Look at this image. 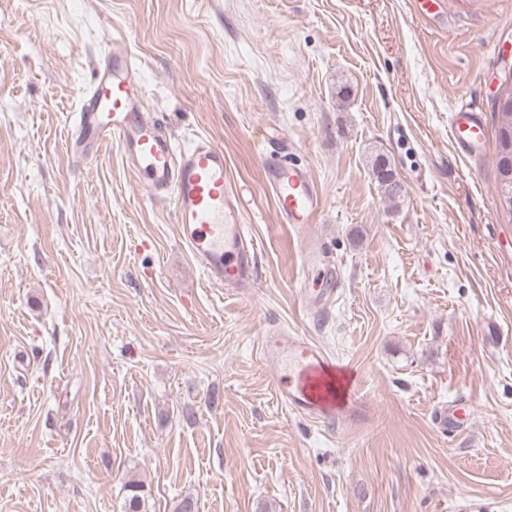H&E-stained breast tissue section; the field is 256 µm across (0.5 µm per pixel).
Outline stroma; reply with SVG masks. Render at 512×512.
<instances>
[{"mask_svg": "<svg viewBox=\"0 0 512 512\" xmlns=\"http://www.w3.org/2000/svg\"><path fill=\"white\" fill-rule=\"evenodd\" d=\"M0 0V512H512V215L495 90L512 0ZM144 111L224 150L259 245L242 294L208 286L169 201L117 145H66L115 30ZM488 139L448 137L458 107ZM282 145L270 155L268 141ZM399 204L373 176L377 154ZM305 167L314 223H279L269 157ZM324 243L336 272L302 267ZM308 288L320 290L309 306ZM275 330L358 376L364 419L277 399ZM474 405L445 436L434 414Z\"/></svg>", "mask_w": 512, "mask_h": 512, "instance_id": "1", "label": "stroma"}]
</instances>
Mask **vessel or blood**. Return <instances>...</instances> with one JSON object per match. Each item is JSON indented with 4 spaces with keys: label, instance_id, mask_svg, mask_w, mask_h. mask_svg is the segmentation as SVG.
Wrapping results in <instances>:
<instances>
[{
    "label": "vessel or blood",
    "instance_id": "obj_1",
    "mask_svg": "<svg viewBox=\"0 0 512 512\" xmlns=\"http://www.w3.org/2000/svg\"><path fill=\"white\" fill-rule=\"evenodd\" d=\"M108 57V74L98 75L82 95L77 134L68 149L81 150L89 141L98 149L117 143L138 183L171 201L182 242L209 285L232 292L251 287L258 246L242 222L241 202L225 174L223 149L201 137L191 148L176 151L158 122L141 108L145 82L132 63L124 33L113 32ZM448 128L463 153L481 149L484 128L477 113L457 109ZM265 174L280 222L312 223L321 194L309 172L292 164H271ZM263 358L273 372L278 400L291 410L329 427L364 417L358 381L350 378L335 387L333 362L317 345L274 331L263 342ZM469 416V408L453 402L436 420L447 431Z\"/></svg>",
    "mask_w": 512,
    "mask_h": 512
}]
</instances>
